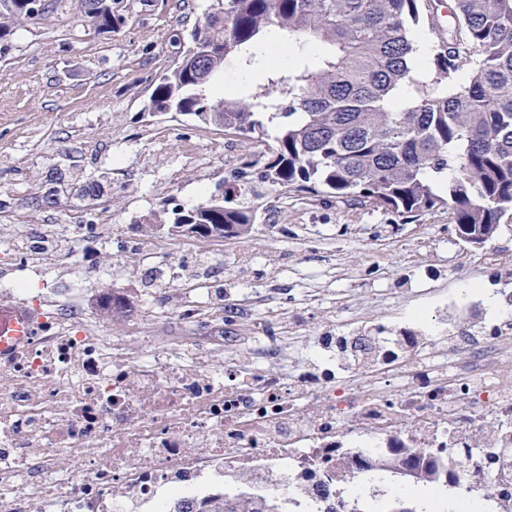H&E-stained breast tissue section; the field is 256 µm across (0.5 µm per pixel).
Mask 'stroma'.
I'll return each instance as SVG.
<instances>
[{
	"instance_id": "obj_1",
	"label": "stroma",
	"mask_w": 512,
	"mask_h": 512,
	"mask_svg": "<svg viewBox=\"0 0 512 512\" xmlns=\"http://www.w3.org/2000/svg\"><path fill=\"white\" fill-rule=\"evenodd\" d=\"M210 0H112L116 22L101 33L79 8L48 14L14 32L0 61V210L14 218L0 238L24 234L31 217L89 207L81 186L106 175L115 222L99 225L103 248L85 269L88 288L107 284L124 292L131 312L97 317L103 335H136L147 309L178 305L187 289L170 285L168 269L181 265L172 253L157 266L129 265L109 282L112 254L127 235L150 244L149 220L159 197L171 194L191 207L251 159L264 163L269 147L257 139L224 138L219 129L189 115L149 117L154 83L172 65L173 33H189ZM167 134L171 150L183 139H223L212 149L208 170L174 159L168 170L153 167L155 133ZM120 160L122 178L112 176ZM67 173L57 205L42 202L43 178ZM256 220L247 234L225 241L223 250H200L190 265L212 285V302L224 307L239 341V361L251 358L265 323L280 321L275 307L286 298L298 311L297 325L284 326L287 360L269 362L273 372L302 365L307 340L332 336L359 321L400 327L428 312L455 316L454 304L495 298L490 324L512 325V223L485 247L460 241L447 210L414 221L372 205L351 204L325 194L268 192L256 200Z\"/></svg>"
}]
</instances>
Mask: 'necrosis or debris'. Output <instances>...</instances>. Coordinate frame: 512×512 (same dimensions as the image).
<instances>
[{
	"mask_svg": "<svg viewBox=\"0 0 512 512\" xmlns=\"http://www.w3.org/2000/svg\"><path fill=\"white\" fill-rule=\"evenodd\" d=\"M112 221L105 202L75 211L76 252L38 229L0 241L1 295H28L26 272L52 255L76 275L46 294L27 346L0 359V512H199L239 495L358 512L356 498L337 503V480L386 458L410 471L452 464L470 496L512 506V433L482 439L489 423H512V388L496 381L512 335L380 328L367 347L344 330L314 337L308 361L282 374L266 368L284 357L282 337H261L240 363L224 346L223 307L186 300L147 313L134 341L109 339L92 311L112 291L87 303L78 273L99 250L97 225ZM197 243L135 237L121 250L150 265ZM428 340L440 348L426 356ZM358 384L371 388L360 400Z\"/></svg>",
	"mask_w": 512,
	"mask_h": 512,
	"instance_id": "4bbe7bcc",
	"label": "necrosis or debris"
}]
</instances>
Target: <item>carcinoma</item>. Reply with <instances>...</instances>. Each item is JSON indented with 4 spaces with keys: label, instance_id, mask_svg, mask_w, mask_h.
Instances as JSON below:
<instances>
[{
    "label": "carcinoma",
    "instance_id": "obj_1",
    "mask_svg": "<svg viewBox=\"0 0 512 512\" xmlns=\"http://www.w3.org/2000/svg\"><path fill=\"white\" fill-rule=\"evenodd\" d=\"M89 22L110 32L112 0H79ZM71 0H0V40L66 10ZM454 26L437 25L431 0H212L189 44L149 97L152 115L176 112L224 132L272 140L260 179L272 191L323 193L367 202L406 219L448 209L450 223L485 244L512 218V0H455ZM313 60L260 69L243 92L211 91L224 61L256 67L266 33ZM428 69L411 66L422 36ZM246 160L222 187L182 208L172 197L157 227L178 235L236 238L255 223ZM420 480L457 484L432 463ZM202 512H280L272 500L226 497Z\"/></svg>",
    "mask_w": 512,
    "mask_h": 512
}]
</instances>
